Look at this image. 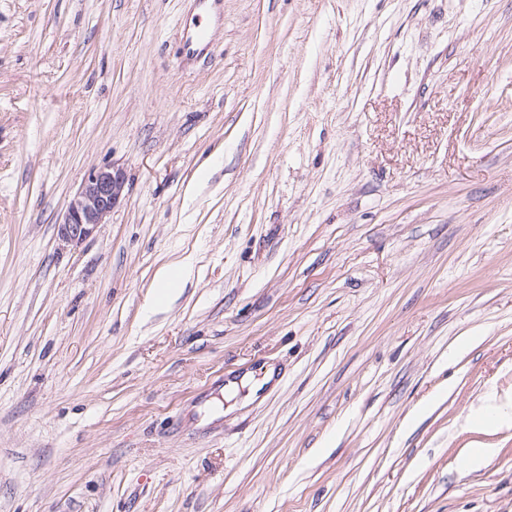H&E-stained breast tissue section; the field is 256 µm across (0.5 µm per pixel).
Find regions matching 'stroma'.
<instances>
[{
  "label": "stroma",
  "instance_id": "35a3bbf8",
  "mask_svg": "<svg viewBox=\"0 0 512 512\" xmlns=\"http://www.w3.org/2000/svg\"><path fill=\"white\" fill-rule=\"evenodd\" d=\"M196 12L0 0V512H512V0ZM218 0H197V8L199 10V14L197 15V22L189 27L185 32L184 40H183V51L186 56H194L201 44L207 38V30L204 27L203 23L199 21V18L203 15H207L211 12L213 5L216 4ZM124 187L121 169L111 165L91 169L58 222L59 237L71 243L89 237L112 211Z\"/></svg>",
  "mask_w": 512,
  "mask_h": 512
}]
</instances>
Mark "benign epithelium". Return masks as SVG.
<instances>
[{
    "instance_id": "1",
    "label": "benign epithelium",
    "mask_w": 512,
    "mask_h": 512,
    "mask_svg": "<svg viewBox=\"0 0 512 512\" xmlns=\"http://www.w3.org/2000/svg\"><path fill=\"white\" fill-rule=\"evenodd\" d=\"M124 187L121 169L112 165L91 169L58 222L59 237L71 243L89 237L112 211Z\"/></svg>"
}]
</instances>
